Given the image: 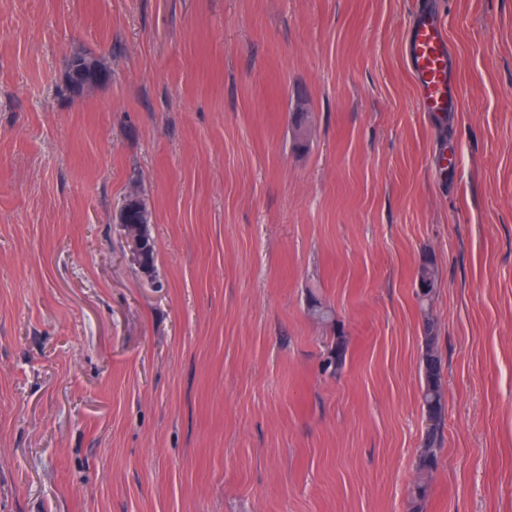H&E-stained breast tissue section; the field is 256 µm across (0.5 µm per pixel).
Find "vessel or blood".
<instances>
[{"mask_svg": "<svg viewBox=\"0 0 512 512\" xmlns=\"http://www.w3.org/2000/svg\"><path fill=\"white\" fill-rule=\"evenodd\" d=\"M409 69L422 111L445 118L458 111L459 89L450 78L449 40L445 25L429 8H421L408 36Z\"/></svg>", "mask_w": 512, "mask_h": 512, "instance_id": "b4317fda", "label": "vessel or blood"}]
</instances>
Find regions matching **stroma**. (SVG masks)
<instances>
[{"instance_id": "stroma-1", "label": "stroma", "mask_w": 512, "mask_h": 512, "mask_svg": "<svg viewBox=\"0 0 512 512\" xmlns=\"http://www.w3.org/2000/svg\"><path fill=\"white\" fill-rule=\"evenodd\" d=\"M416 2L0 0V512H411L428 319L424 512H512V0H428L443 121ZM79 52L109 76L75 95ZM409 69L421 110L438 118L459 109V89L450 78L449 40L445 25L423 6L408 36ZM120 215L126 218L127 224H122L125 237L129 244L133 261L140 268L142 253L148 242L149 224H140L143 216L150 219V212L144 200L138 193H131L119 208ZM418 284L416 296L421 307H425L431 301L435 288H437V275L433 263L426 261L418 271ZM425 336L420 359L421 407L422 414L428 416L431 424L424 429L422 449L419 455L416 477L411 488V501L414 511H422L432 471L438 462V453L443 443L445 419V398L443 394V362L437 348V336L430 319L424 323ZM327 354L322 357L321 367L324 374L336 375L340 372L346 362L348 353L347 337L341 333L333 336V339L326 347ZM336 351L339 353L336 355Z\"/></svg>"}]
</instances>
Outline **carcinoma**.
<instances>
[{
	"label": "carcinoma",
	"instance_id": "carcinoma-1",
	"mask_svg": "<svg viewBox=\"0 0 512 512\" xmlns=\"http://www.w3.org/2000/svg\"><path fill=\"white\" fill-rule=\"evenodd\" d=\"M120 215L127 223L137 224L142 217L150 216L144 200L137 193H131L119 208ZM416 296L420 306L431 301L437 288V275L433 263L427 261L418 271ZM425 336L420 359L421 407L422 414L429 417L431 424L424 429L422 449L419 455L416 477L411 488V501L414 512H421L426 498L432 471L438 462V453L443 443V425L445 419V398L443 394V362L437 348V336L430 319H425ZM327 354L322 357V372L332 375L341 371L347 358V337L339 333L326 347Z\"/></svg>",
	"mask_w": 512,
	"mask_h": 512
}]
</instances>
